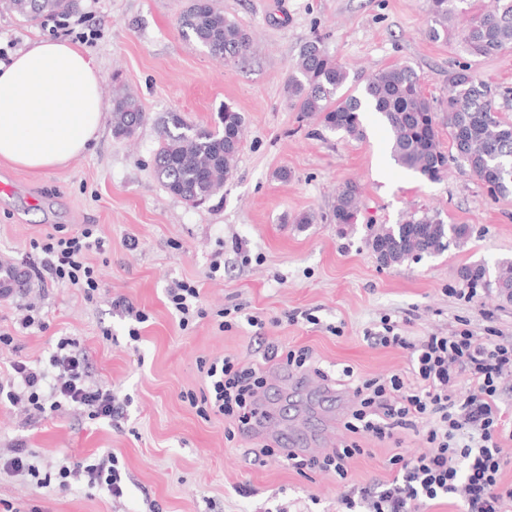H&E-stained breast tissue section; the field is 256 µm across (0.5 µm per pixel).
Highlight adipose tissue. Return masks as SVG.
I'll return each mask as SVG.
<instances>
[{"label": "adipose tissue", "instance_id": "obj_1", "mask_svg": "<svg viewBox=\"0 0 512 512\" xmlns=\"http://www.w3.org/2000/svg\"><path fill=\"white\" fill-rule=\"evenodd\" d=\"M101 80L90 52L66 40L0 64V160L40 175L85 152L105 119Z\"/></svg>", "mask_w": 512, "mask_h": 512}]
</instances>
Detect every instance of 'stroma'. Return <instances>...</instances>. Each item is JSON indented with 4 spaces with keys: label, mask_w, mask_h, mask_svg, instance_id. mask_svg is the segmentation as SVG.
<instances>
[{
    "label": "stroma",
    "mask_w": 512,
    "mask_h": 512,
    "mask_svg": "<svg viewBox=\"0 0 512 512\" xmlns=\"http://www.w3.org/2000/svg\"><path fill=\"white\" fill-rule=\"evenodd\" d=\"M189 3L80 0L78 17L99 31L88 49L101 70L104 105L113 91L128 89L148 119L130 138L115 136L104 122L91 151L39 176L0 161V184L10 187L0 191V261L26 273L20 291L0 298V332L14 338L0 363L43 358L66 336L85 354L91 383L131 399L116 425L68 410L0 407V458L26 440L49 481L41 487L37 478L0 470V512H338L346 487L392 479L393 451H423L414 432L398 448L362 437L365 453L351 461L342 484L327 473L301 476L275 456L254 462V449L273 444L274 433L227 440L223 418L203 419L181 399L204 384L200 360L229 353L262 359L251 327L220 330L212 318L217 310L243 304L265 318L268 341L311 347L332 374L346 366L367 377L407 372V351L364 338L385 316L414 339L447 333L461 319L476 335L512 339V302L482 286L472 301L456 295L462 266L493 271L512 259V196L493 197L454 165L435 181L400 168L375 113H363L364 136L352 138L300 117L284 93L301 48L319 35L350 73L346 93L360 94L369 74L398 63L411 66L424 93L441 102L449 70L469 61L497 88L496 106L512 120V49L472 60L458 42L431 41L428 0H214L253 42L248 61L234 64L182 36L177 20ZM224 103L244 118L242 147L223 189L203 205H188L154 172L161 122L175 112L206 124ZM348 181L359 188L361 213L342 229L332 208ZM423 212L469 225V238L418 262L379 265L364 241L368 225ZM305 214L311 223H301ZM82 224L96 225L107 241L104 253L90 256L107 289L95 303L30 273L32 240ZM216 259L221 268L214 273ZM178 280L199 284L208 312L186 330L166 304L165 292ZM119 299L148 314L140 341L130 340ZM32 304L46 330L21 327ZM295 309L312 311L318 324L288 323L285 315ZM268 383L280 425L300 429L311 447L326 436L335 444L347 438L345 414L354 404L347 389L334 386L343 412L329 417L318 398L285 392L278 372ZM104 452L117 457L126 476L122 497L83 482L59 488L62 457Z\"/></svg>",
    "instance_id": "stroma-1"
}]
</instances>
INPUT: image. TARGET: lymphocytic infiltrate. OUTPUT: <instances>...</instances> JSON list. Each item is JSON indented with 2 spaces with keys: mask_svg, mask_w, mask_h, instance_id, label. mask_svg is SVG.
Returning <instances> with one entry per match:
<instances>
[{
  "mask_svg": "<svg viewBox=\"0 0 512 512\" xmlns=\"http://www.w3.org/2000/svg\"><path fill=\"white\" fill-rule=\"evenodd\" d=\"M40 253V264L49 279L76 289L86 301H94L102 286L89 260L103 252L105 241L94 225L83 224L70 231L54 229L32 241ZM195 282L178 281L166 290V300L181 328L207 318ZM374 346L409 351L410 376L348 378L357 406L346 427L350 443L310 458L287 455L290 468L298 474L327 472L346 479L348 464L364 450L357 437L367 434L400 442L403 433L427 422L426 448L409 458L395 453L389 460L396 474L385 486L374 484L358 492H344V512H415L426 501L444 497L462 499L465 512H512V486L502 483V473L512 462V420L506 418L498 400L502 380L512 375V342L475 336L468 321H460L448 334H432L410 340L397 322L382 318L377 330L367 331ZM289 372L311 370L313 352L306 346L266 344L262 364H248L234 355L203 360L199 370L205 377L200 392L186 393L188 403L204 418L220 415L227 438L248 435L258 410L255 396L266 384L264 364ZM6 381H0V405L27 403L38 412L69 407L89 411L92 418L108 422L123 415V404L111 388L89 383L84 356L67 337L59 338L47 362L17 358L10 363ZM467 381L470 393L456 400L454 388ZM61 487L86 481L90 487L123 494L124 480L115 457L107 455L92 464L62 459L58 472Z\"/></svg>",
  "mask_w": 512,
  "mask_h": 512,
  "instance_id": "1",
  "label": "lymphocytic infiltrate"
}]
</instances>
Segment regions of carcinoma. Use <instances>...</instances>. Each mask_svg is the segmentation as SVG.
Wrapping results in <instances>:
<instances>
[{"label": "carcinoma", "instance_id": "carcinoma-1", "mask_svg": "<svg viewBox=\"0 0 512 512\" xmlns=\"http://www.w3.org/2000/svg\"><path fill=\"white\" fill-rule=\"evenodd\" d=\"M471 0H429L434 41L453 36L465 53L492 57L512 48V0H494L492 11H473ZM0 6L36 23L50 14L70 13L77 0H0ZM183 37L226 62L242 61L252 54L248 32L224 16L214 0H190L179 19ZM349 71L339 64L324 42L314 37L304 44L284 92L304 117H317L324 128L350 137L364 136L361 114H377L390 134L391 156L396 165L429 180L440 178L455 162L482 182L495 197L512 195V122L498 115L492 87L480 79L469 63L448 71L450 151L440 146L436 131L437 107L422 91L416 72L395 65L365 79L359 96L343 97L339 91ZM147 119L139 98L131 92L112 98V130L132 135ZM242 115L223 105L211 125H192L176 112L162 121L154 167L171 195L195 205L215 196L230 176L243 141ZM359 191L351 182L336 194L333 219L339 225L356 223ZM470 236L467 224H445L427 213L411 215L400 224L371 226L366 244L382 266L417 261L459 246ZM460 277L471 285L483 284L498 297L512 302V261L497 266L489 276L481 264L466 265Z\"/></svg>", "mask_w": 512, "mask_h": 512}]
</instances>
